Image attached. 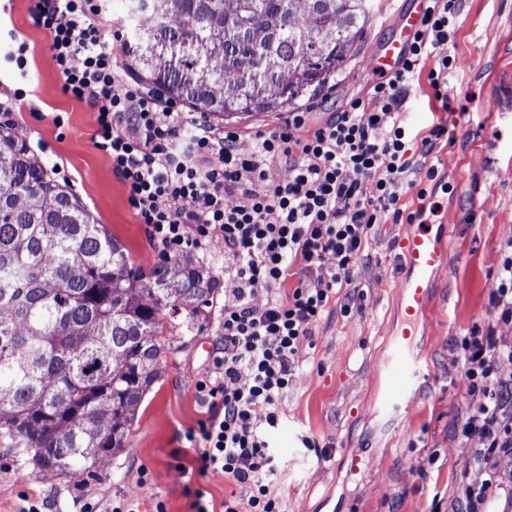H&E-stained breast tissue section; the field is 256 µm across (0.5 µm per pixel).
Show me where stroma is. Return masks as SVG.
<instances>
[{"mask_svg": "<svg viewBox=\"0 0 512 512\" xmlns=\"http://www.w3.org/2000/svg\"><path fill=\"white\" fill-rule=\"evenodd\" d=\"M380 2L358 53L329 79L323 94L298 99L296 107L337 112L350 99L368 98L369 59L413 0ZM33 4L0 0V122L13 125L51 176L82 198L95 223L124 245L136 267L150 270L160 258L127 188L96 146L93 110L65 91L49 37L32 21ZM16 39L28 46L22 72L6 59ZM454 41L461 67L448 78L452 111H436L424 83L406 104L413 131L427 132L440 118L448 126L430 158L438 176L422 182L425 200L413 189L403 197L409 209H426L431 222L446 227L447 263L432 278L414 343L424 369L421 387L399 413H385L383 365L401 324L399 285L407 275L395 240L408 230L386 224L357 264L359 288L350 315L332 312L315 328L313 343L299 349L302 368L272 435L283 512H429L435 503L440 512H455L462 468L480 445L454 432L468 406L479 403L453 363L454 344L488 321L497 270L512 252V0H464ZM175 259L205 269L217 289L200 316L163 321L169 350L159 380L135 411L123 450L102 456L96 477L88 479L46 477L0 453V512H19L27 494L45 498L49 512H111L141 495L164 500L168 512H190L197 488L217 507L229 495L232 485L223 474L195 473L186 435L206 417L195 384L223 345L224 296L235 283L224 275L222 247L186 250ZM305 435L325 445L324 456L303 448ZM432 453L439 460L427 478L413 477L412 465Z\"/></svg>", "mask_w": 512, "mask_h": 512, "instance_id": "35a3bbf8", "label": "stroma"}]
</instances>
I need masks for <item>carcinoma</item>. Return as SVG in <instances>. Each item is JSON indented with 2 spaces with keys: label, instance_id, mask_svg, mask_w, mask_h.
Wrapping results in <instances>:
<instances>
[{
  "label": "carcinoma",
  "instance_id": "obj_1",
  "mask_svg": "<svg viewBox=\"0 0 512 512\" xmlns=\"http://www.w3.org/2000/svg\"><path fill=\"white\" fill-rule=\"evenodd\" d=\"M127 54L166 100L227 120L322 91L357 49L370 0H126ZM300 74L280 96L267 82ZM215 283L165 262L145 273L29 145L0 125V448L56 476H95L124 447L159 377L165 310L195 314Z\"/></svg>",
  "mask_w": 512,
  "mask_h": 512
}]
</instances>
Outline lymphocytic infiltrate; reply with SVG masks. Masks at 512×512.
<instances>
[{"label":"lymphocytic infiltrate","mask_w":512,"mask_h":512,"mask_svg":"<svg viewBox=\"0 0 512 512\" xmlns=\"http://www.w3.org/2000/svg\"><path fill=\"white\" fill-rule=\"evenodd\" d=\"M460 2L426 0L399 70L373 81L368 99L319 121L308 110L289 112L283 125L256 132L244 154L236 131L133 80L111 49L124 29L101 21L106 0H36L32 19L50 36L64 87L93 110L96 144L161 258L224 246V273L236 288L224 298V346L196 382L207 417L187 434L198 475L219 472L233 486L224 512H280L269 432L295 387L299 348L333 308L350 312L355 267L379 227L423 217L402 197L420 172L436 176L424 161L447 129L413 135L404 106L423 78L447 102L460 61L434 50L452 43ZM496 279L489 321L455 342L467 392L480 398L455 426L457 437L481 442L462 468L460 512H488L507 482L498 460L512 454V379L499 373L512 345L495 335L496 325L512 322V255ZM261 292L268 301L260 308L253 299Z\"/></svg>","instance_id":"f902f5d3"}]
</instances>
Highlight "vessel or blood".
Listing matches in <instances>:
<instances>
[{"label":"vessel or blood","instance_id":"vessel-or-blood-1","mask_svg":"<svg viewBox=\"0 0 512 512\" xmlns=\"http://www.w3.org/2000/svg\"><path fill=\"white\" fill-rule=\"evenodd\" d=\"M421 10L414 7L404 12L394 33L373 53L371 71L374 74L394 73L405 48L420 21ZM401 259L408 275L401 284V302L404 306L405 325L399 336L391 340V351L386 363L387 391L384 407L399 410L408 393L421 378L417 357L413 353L416 325L429 296L434 272L447 261L443 240L432 231L431 225L421 224L399 242Z\"/></svg>","mask_w":512,"mask_h":512}]
</instances>
